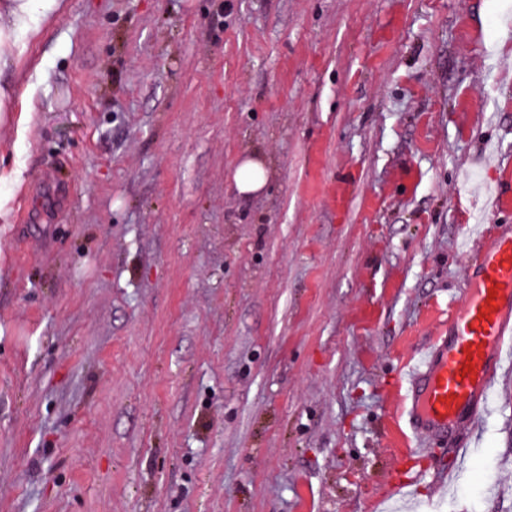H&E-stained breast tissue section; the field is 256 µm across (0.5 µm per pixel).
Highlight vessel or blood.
<instances>
[{
  "mask_svg": "<svg viewBox=\"0 0 512 512\" xmlns=\"http://www.w3.org/2000/svg\"><path fill=\"white\" fill-rule=\"evenodd\" d=\"M512 356V228L496 234L468 274L448 342L408 365L404 413L413 432L445 435L475 425Z\"/></svg>",
  "mask_w": 512,
  "mask_h": 512,
  "instance_id": "b4317fda",
  "label": "vessel or blood"
}]
</instances>
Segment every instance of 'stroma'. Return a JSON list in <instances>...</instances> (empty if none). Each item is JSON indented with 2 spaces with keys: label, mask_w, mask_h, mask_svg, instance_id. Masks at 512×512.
I'll return each mask as SVG.
<instances>
[{
  "label": "stroma",
  "mask_w": 512,
  "mask_h": 512,
  "mask_svg": "<svg viewBox=\"0 0 512 512\" xmlns=\"http://www.w3.org/2000/svg\"><path fill=\"white\" fill-rule=\"evenodd\" d=\"M30 26L0 71V512H512V368L419 456L399 414L512 225V0ZM237 192L249 196L262 191L268 183L267 171L263 164L254 158L243 160L234 176Z\"/></svg>",
  "instance_id": "obj_1"
}]
</instances>
